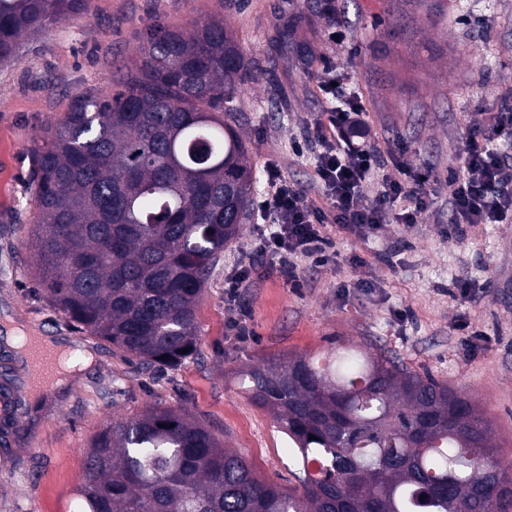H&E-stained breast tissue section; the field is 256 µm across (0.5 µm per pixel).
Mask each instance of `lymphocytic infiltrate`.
<instances>
[{
  "label": "lymphocytic infiltrate",
  "instance_id": "1",
  "mask_svg": "<svg viewBox=\"0 0 512 512\" xmlns=\"http://www.w3.org/2000/svg\"><path fill=\"white\" fill-rule=\"evenodd\" d=\"M312 130L321 147L315 181L323 205L268 169L258 208L266 226L247 255L268 261L288 283L299 284L302 261L323 266L333 259L329 225L364 238L385 224L424 223L432 214L431 188L440 182L454 227L512 223V101L469 126L460 169L445 177L436 167L412 164L405 146L381 154L365 133L361 105L326 108Z\"/></svg>",
  "mask_w": 512,
  "mask_h": 512
}]
</instances>
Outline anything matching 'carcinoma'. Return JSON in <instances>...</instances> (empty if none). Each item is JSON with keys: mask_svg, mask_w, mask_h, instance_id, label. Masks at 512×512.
<instances>
[{"mask_svg": "<svg viewBox=\"0 0 512 512\" xmlns=\"http://www.w3.org/2000/svg\"><path fill=\"white\" fill-rule=\"evenodd\" d=\"M91 0H0V61ZM252 69L224 21L143 35L117 90L78 94L43 129L30 189L33 278L70 323L143 371L198 352L197 305L250 215L232 126ZM233 378L299 458L260 479L182 410L151 408L91 441L79 512H512V478L468 393L384 351L271 356ZM315 439H309V436Z\"/></svg>", "mask_w": 512, "mask_h": 512, "instance_id": "1", "label": "carcinoma"}]
</instances>
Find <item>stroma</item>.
<instances>
[{"label":"stroma","mask_w":512,"mask_h":512,"mask_svg":"<svg viewBox=\"0 0 512 512\" xmlns=\"http://www.w3.org/2000/svg\"><path fill=\"white\" fill-rule=\"evenodd\" d=\"M336 16L341 43L323 37L321 0H92L90 16L24 38L16 61L0 64V512H78L74 489L91 440L110 419L152 407L185 410L262 479L295 485L287 436L228 375L263 355L324 354L336 336L464 388L512 461V223L386 224L365 239L331 230L334 261L305 266L299 286L248 269L249 334L239 339L224 278L255 247L249 221L198 305L199 355L156 373L78 331L32 280L23 229L37 220L29 189L37 136L73 95L110 91V72L131 64L157 22L187 31L220 17L233 32L255 73L237 94L234 127L257 180L275 165L321 203L311 123L327 106L320 83L332 68L381 149L400 142L414 161L458 171L467 127L512 99V0H336ZM355 254L365 260L357 270L348 262ZM360 277L376 291L355 289ZM460 278L470 283L463 296L454 292ZM19 331L64 337L93 363L66 388L42 385L24 400L26 366L7 342Z\"/></svg>","instance_id":"1"}]
</instances>
